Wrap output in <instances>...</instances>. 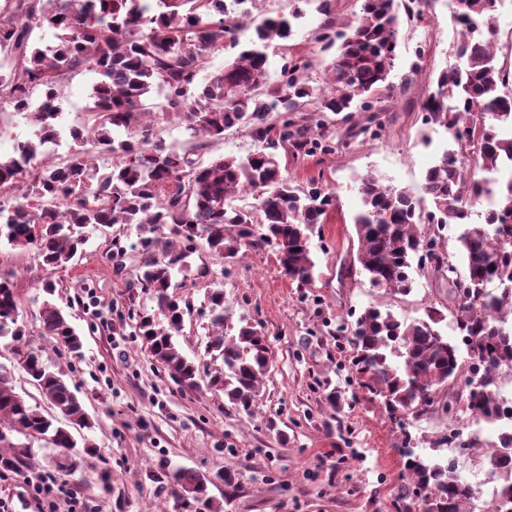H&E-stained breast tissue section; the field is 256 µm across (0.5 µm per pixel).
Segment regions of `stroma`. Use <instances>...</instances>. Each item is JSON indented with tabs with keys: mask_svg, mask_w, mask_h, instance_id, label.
Listing matches in <instances>:
<instances>
[{
	"mask_svg": "<svg viewBox=\"0 0 512 512\" xmlns=\"http://www.w3.org/2000/svg\"><path fill=\"white\" fill-rule=\"evenodd\" d=\"M331 4L327 16L306 7L293 37L269 49V79H277L289 58L302 56L312 63V83L322 84L333 54L321 51L318 32L328 19L355 20L362 0ZM420 8L426 22L404 24L399 34L389 77L394 91L377 104L379 134H364L365 113L323 112L320 120L336 137L333 152H277L293 185L304 188L317 180L336 195L335 209L310 240L316 263L311 283L301 287L290 280L267 248L224 264L202 247L176 277L193 309L174 338L199 368L215 366L205 351L206 296L212 289H223L232 325L245 320L268 337L274 361L252 413L235 409L223 392L181 386L152 361L132 316L148 301L126 286L138 272L136 225L119 231L128 252L120 275L107 257L117 232L108 227L89 230L82 251L58 269L45 265L36 248L0 242V276L10 277L16 290V327L22 332L17 341L0 337V370L28 403H40L45 415H54L13 353L19 342L37 351L51 371L76 386L93 423L85 436L96 450L82 471L67 477L54 467L58 451L51 444L10 434L12 443H28L33 455L22 473H0V512H209L200 501L157 496L152 476L163 468L206 474L209 495L224 512H396L395 499L406 482L399 453L403 431L359 386L350 368L353 346L338 326L371 305L407 319L423 317L431 303L443 311L451 306L447 278L431 269H415L412 290L403 295L372 287L353 263L358 176L377 175L420 192L427 167L448 140L445 131L423 124L420 106L437 74L458 63L455 32L446 0H422ZM97 80L82 67L61 84L63 135L49 162L67 159L69 129L88 124L86 106ZM155 128L164 146L193 153L202 164L264 147L242 128L203 138L171 116L157 117ZM202 266L209 268L208 277L198 275ZM47 299L80 336V353L45 334L40 312ZM105 472L112 477L108 490L100 480Z\"/></svg>",
	"mask_w": 512,
	"mask_h": 512,
	"instance_id": "obj_1",
	"label": "stroma"
}]
</instances>
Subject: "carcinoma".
Segmentation results:
<instances>
[{"label":"carcinoma","instance_id":"carcinoma-1","mask_svg":"<svg viewBox=\"0 0 512 512\" xmlns=\"http://www.w3.org/2000/svg\"><path fill=\"white\" fill-rule=\"evenodd\" d=\"M498 0H453L451 22L458 31L454 45L463 60L441 70L434 89L421 106L424 124L444 129L454 147L444 149L427 169L423 193L430 207L405 188L385 184L375 175L360 178L362 208L353 224L357 260L369 283L406 294L414 283L411 269L430 244L419 230L461 227L457 248L470 287L454 295V329L466 354L437 325L440 310L430 304L419 319H399L376 307L355 320L351 342L359 384L382 398L398 426L432 411L452 413L443 394L456 386L467 369L466 410L481 412L489 424L505 415L495 376L512 368V177L498 191L489 176L512 170V70L496 62L498 31L491 23ZM12 18L0 22V103L29 116L33 138L0 156V237L14 247L34 245L45 264L62 266L75 258L89 227L134 224L139 238L142 273L129 284L155 303L137 314L139 335L149 355L178 383L189 388L222 391L238 409L252 413L262 378L272 365L264 333L247 323L231 333L225 325L224 291L208 293L212 333L206 352L221 365L200 372L173 339L191 303L174 292L175 274L202 242L218 259L234 260L252 248H269L283 273L301 285L311 281L315 262L310 249L313 229L324 222L336 196L316 185L306 191L293 186L274 150L306 151L313 137H331L322 124L316 130L288 116L312 106L317 112L372 111V97L391 92L389 77L404 21H425L422 10L398 0H363L357 20L336 30L325 21L317 41L336 48L325 85L310 84V63H285L279 79L268 83L267 49L286 41L302 17L278 14L243 24L224 0H5ZM50 29L54 43L36 32ZM238 47L234 61L210 74L201 91L194 89L210 55ZM86 67L99 74L90 94L93 125L89 134L70 129L75 144L92 143L112 163L100 171L89 151L78 148L63 165L33 164L40 149L57 145L61 134L59 86L72 70ZM156 102L150 104V93ZM48 100L32 106L34 97ZM173 114L186 129L220 136L244 128L269 151L244 158H219L201 166L190 156L151 141L155 114ZM281 118L271 121L272 113ZM22 202L14 203V192ZM252 193L255 210L230 205L238 193ZM493 205L480 224L472 222L482 196ZM126 251L112 238V267L125 271ZM18 297L7 277H0V334L16 324ZM46 335L73 352L81 340L63 314L43 304ZM18 364L61 415L56 425L42 410L15 391L0 372V442L16 433L27 439L50 435L59 448L57 467L64 476L80 470L92 448L77 451L69 427L91 428L76 393L61 376L50 372L41 357L16 352ZM405 435L400 455L409 480L401 487L398 512H464L473 487L458 480L456 466L444 459L423 458ZM484 464L498 475L502 500L493 512H512V434L493 443ZM32 449L10 446L0 451V471L18 473ZM161 488L197 500L210 479L196 470L161 472Z\"/></svg>","mask_w":512,"mask_h":512}]
</instances>
